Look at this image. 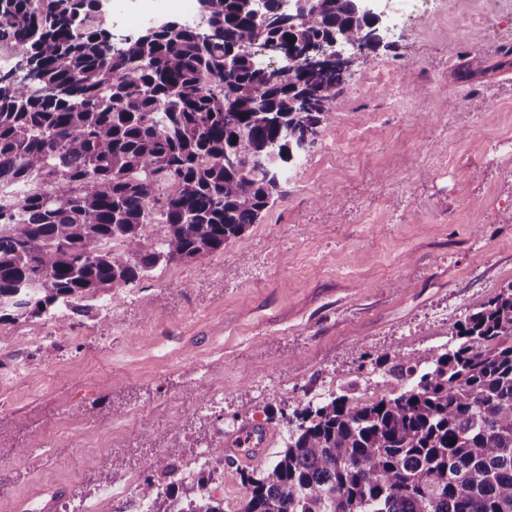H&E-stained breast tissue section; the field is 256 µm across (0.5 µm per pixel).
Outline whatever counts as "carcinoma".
I'll return each mask as SVG.
<instances>
[{"instance_id":"obj_1","label":"carcinoma","mask_w":512,"mask_h":512,"mask_svg":"<svg viewBox=\"0 0 512 512\" xmlns=\"http://www.w3.org/2000/svg\"><path fill=\"white\" fill-rule=\"evenodd\" d=\"M96 2L0 3V43L26 46L23 78L0 74V322L84 313L162 262L224 249L285 195L342 83L265 71L261 43L375 50L361 0H316L292 24L286 0H208L206 31L170 20L118 46L89 23ZM451 335L430 360L377 357L400 382L386 395L268 414L288 440L240 474V512H512V287ZM207 484L172 464L141 493L153 512H224Z\"/></svg>"}]
</instances>
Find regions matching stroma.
<instances>
[{
  "label": "stroma",
  "instance_id": "1",
  "mask_svg": "<svg viewBox=\"0 0 512 512\" xmlns=\"http://www.w3.org/2000/svg\"><path fill=\"white\" fill-rule=\"evenodd\" d=\"M183 0H98L95 26L139 32ZM332 104L287 193L223 250L99 296L109 311L0 323V512L81 498L100 472L147 475L213 442L197 378L224 387V434L272 406L389 390L371 360L441 353L453 324L512 284V25L494 0H420ZM394 82L368 88L375 71ZM469 79H461V72ZM61 351L45 354L52 328ZM127 449L112 455L110 441Z\"/></svg>",
  "mask_w": 512,
  "mask_h": 512
}]
</instances>
